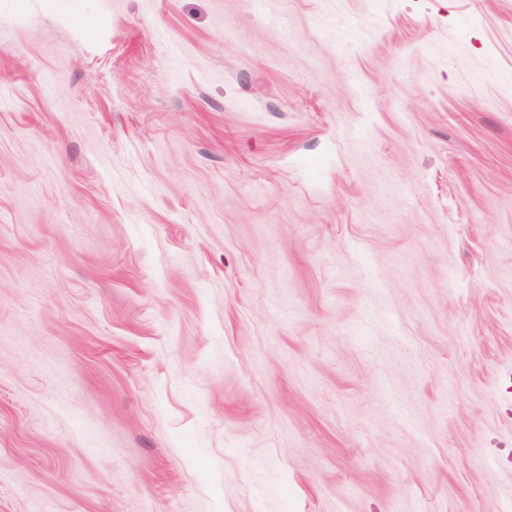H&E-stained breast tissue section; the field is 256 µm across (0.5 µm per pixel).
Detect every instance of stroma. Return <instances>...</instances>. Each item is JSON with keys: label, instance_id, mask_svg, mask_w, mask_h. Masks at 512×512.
<instances>
[{"label": "stroma", "instance_id": "obj_1", "mask_svg": "<svg viewBox=\"0 0 512 512\" xmlns=\"http://www.w3.org/2000/svg\"><path fill=\"white\" fill-rule=\"evenodd\" d=\"M0 512H512V0H0Z\"/></svg>", "mask_w": 512, "mask_h": 512}]
</instances>
